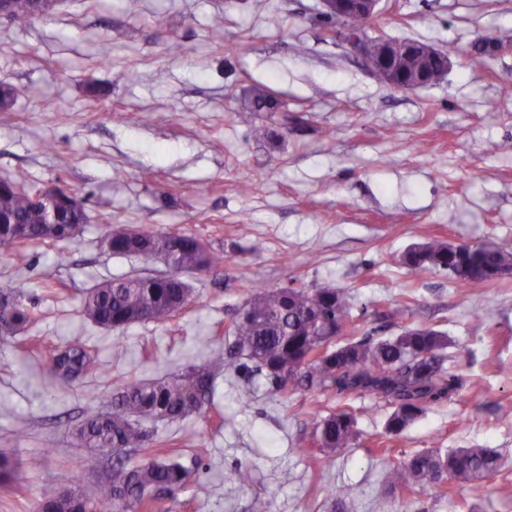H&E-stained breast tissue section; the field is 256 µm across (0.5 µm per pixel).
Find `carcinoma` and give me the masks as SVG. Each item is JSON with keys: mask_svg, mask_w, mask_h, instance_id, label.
I'll return each mask as SVG.
<instances>
[{"mask_svg": "<svg viewBox=\"0 0 512 512\" xmlns=\"http://www.w3.org/2000/svg\"><path fill=\"white\" fill-rule=\"evenodd\" d=\"M38 18L33 0H9L8 19L26 24ZM40 190L18 178L0 180V244L14 260L26 259L15 246L57 242L77 236L88 222L85 207L66 210L64 224L46 223ZM114 255L150 258L165 254L170 271L148 277L114 278L84 297L82 311L94 324L123 330L132 324H165L187 306L191 290L180 274L224 266V251L208 247L185 232L138 231L135 236L112 237ZM404 263L417 273L443 271L468 284H489L512 275V252L494 243L463 244L454 249L442 239L412 247ZM0 321L16 335L35 321L23 286L0 291ZM363 335L334 348L336 334ZM233 342L229 353L215 354L208 365L151 381L127 380L115 391L106 410L88 412L75 431L84 448L86 472H96L101 456H112V480L94 490L42 487L38 512H96L118 503L125 512H150L153 493L185 487L192 472L171 457L172 451L154 447L152 424L178 422L199 414L214 394L215 369L234 359L270 381L276 392L291 390L365 391L394 405L385 433L400 435L423 412L424 404L448 392L443 366L448 337L429 326L405 327L396 336L373 339L351 314L350 296L328 286L261 288L226 329ZM58 374L73 377L95 370V361L81 346L51 347L45 351ZM355 418L346 409L323 417L316 441L331 452L357 439ZM146 459L130 464V453ZM499 454L492 448H461L445 455L417 452L394 465L391 483L413 494L427 485L440 486L451 476L458 480L488 479L498 470Z\"/></svg>", "mask_w": 512, "mask_h": 512, "instance_id": "1", "label": "carcinoma"}]
</instances>
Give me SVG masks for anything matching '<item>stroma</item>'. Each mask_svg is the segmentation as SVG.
I'll return each instance as SVG.
<instances>
[{"mask_svg":"<svg viewBox=\"0 0 512 512\" xmlns=\"http://www.w3.org/2000/svg\"><path fill=\"white\" fill-rule=\"evenodd\" d=\"M321 10L319 0H61L23 26L0 18V81L14 92L0 107V178L62 185L89 216L78 236L27 247L25 264L0 254V289L25 282L38 317L0 340V453L22 475L0 488V512H35L44 485L77 473L94 489L102 475L82 473L87 450L72 435L88 410L106 408L122 380L227 350L225 329L257 288L302 284L349 292L374 337L445 333L449 392L382 453L387 401L281 395L264 376L220 369L203 414L155 425L158 447L193 476L157 492L152 512H512V276L485 288L403 263L433 238L512 251V94L502 92L512 0H380L371 35L450 54L442 80L409 91L379 81ZM487 41L506 49L471 66ZM259 91L273 108L245 111ZM122 228L190 232L223 250L224 265L185 274L190 304L168 324L97 327L82 312L88 291L167 271L108 252L105 236ZM51 345L89 347L95 371L56 375L42 353ZM344 404L358 440L318 447V422ZM459 448L496 449L499 470L412 495L390 487L399 460ZM238 468L248 485L227 481Z\"/></svg>","mask_w":512,"mask_h":512,"instance_id":"35a3bbf8","label":"stroma"}]
</instances>
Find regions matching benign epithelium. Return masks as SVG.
Masks as SVG:
<instances>
[{
	"label": "benign epithelium",
	"instance_id": "7a95c632",
	"mask_svg": "<svg viewBox=\"0 0 512 512\" xmlns=\"http://www.w3.org/2000/svg\"><path fill=\"white\" fill-rule=\"evenodd\" d=\"M322 15L335 17L346 21L354 15L373 20L377 14L380 0H320ZM374 72L381 75L385 85L402 90H412L425 87L436 82L430 79L426 71L406 76L402 62L408 57H416L423 64L431 62L439 55L438 50L418 40H392L382 37H370L365 31H354L344 26L338 34ZM42 200L46 205L47 223L56 221L57 204L64 202L69 205L80 203V199L66 188L54 185L43 194Z\"/></svg>",
	"mask_w": 512,
	"mask_h": 512
}]
</instances>
